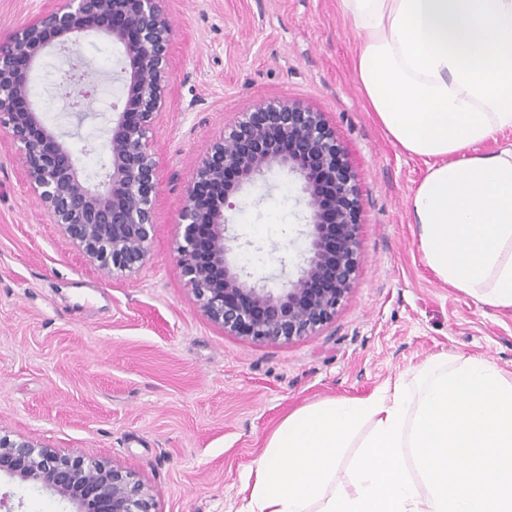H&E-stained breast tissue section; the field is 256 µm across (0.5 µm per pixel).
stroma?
Wrapping results in <instances>:
<instances>
[{"label":"stroma","mask_w":512,"mask_h":512,"mask_svg":"<svg viewBox=\"0 0 512 512\" xmlns=\"http://www.w3.org/2000/svg\"><path fill=\"white\" fill-rule=\"evenodd\" d=\"M172 82L154 129L159 184L146 262L113 277L51 223L0 133V434L122 466L156 512H241L247 473L295 410L364 398L433 359L487 358L512 373V309L439 280L419 247L409 200L425 165L403 152L361 98L359 36L339 0H164ZM96 86L74 123L60 54L30 77L42 121L81 174L100 180L123 52L90 36L71 49ZM267 99L324 112L361 198L360 259L333 319L287 343L224 333L176 266L178 213L196 158L238 113ZM285 170L244 186L229 256L276 284L295 278L307 209Z\"/></svg>","instance_id":"stroma-1"}]
</instances>
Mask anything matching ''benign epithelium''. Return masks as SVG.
Wrapping results in <instances>:
<instances>
[{
    "label": "benign epithelium",
    "mask_w": 512,
    "mask_h": 512,
    "mask_svg": "<svg viewBox=\"0 0 512 512\" xmlns=\"http://www.w3.org/2000/svg\"><path fill=\"white\" fill-rule=\"evenodd\" d=\"M98 36L123 49L127 86L107 131L105 180L92 186L63 136L43 124L29 95L32 70L52 49ZM173 30L161 0H59L0 39V131L21 152L28 188L90 262L114 276L148 256L159 183L153 129L172 80ZM288 170L310 210L300 276L276 290L231 264L238 237L225 209L245 183ZM360 198L324 113L296 100H267L238 113L200 155L178 215L176 264L201 311L227 334L258 341L308 336L330 321L359 264ZM59 495L73 512H155L150 491L122 468L0 435V473Z\"/></svg>",
    "instance_id": "7a95c632"
}]
</instances>
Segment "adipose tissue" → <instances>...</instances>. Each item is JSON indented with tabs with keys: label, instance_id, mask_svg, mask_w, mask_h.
<instances>
[{
	"label": "adipose tissue",
	"instance_id": "obj_1",
	"mask_svg": "<svg viewBox=\"0 0 512 512\" xmlns=\"http://www.w3.org/2000/svg\"><path fill=\"white\" fill-rule=\"evenodd\" d=\"M355 74L391 140L421 159L410 198L438 278L512 309V0H340Z\"/></svg>",
	"mask_w": 512,
	"mask_h": 512
}]
</instances>
